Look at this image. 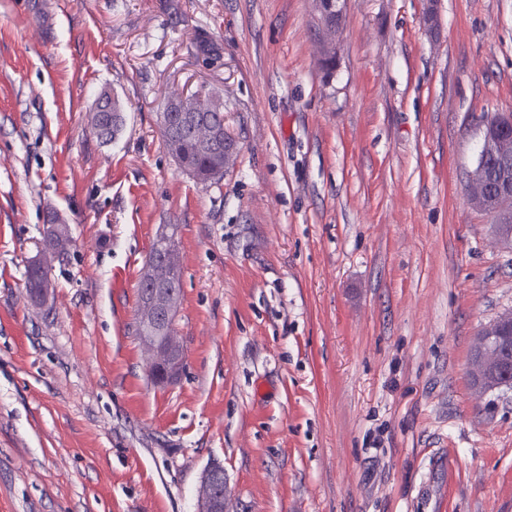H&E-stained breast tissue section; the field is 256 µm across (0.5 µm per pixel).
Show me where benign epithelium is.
<instances>
[{
  "label": "benign epithelium",
  "instance_id": "benign-epithelium-1",
  "mask_svg": "<svg viewBox=\"0 0 512 512\" xmlns=\"http://www.w3.org/2000/svg\"><path fill=\"white\" fill-rule=\"evenodd\" d=\"M512 127V114L501 113L482 123V145L480 157L469 184V193L473 203L480 209H493L496 223L497 240L504 245H512V230L506 225L512 223V190H502L494 197L490 193V177L485 157L498 158L503 164L512 162V137L501 130ZM177 225L166 224L156 238V252L153 265L146 267L142 287L145 288L142 309L138 314L139 338L147 355V375L158 385L169 384L177 380L184 368V350L174 329V320L180 305L177 289L160 281L156 277L155 267L159 266L169 276L182 274L178 251L173 244L176 240ZM57 255L38 246V254L30 261V266L38 270L41 299L48 301L54 290L52 262ZM496 330L489 327L479 338L485 357L474 368L476 372H486L497 379L499 386L512 382V375L498 368L499 348L495 342ZM199 512H224V469L212 464L204 470L200 486Z\"/></svg>",
  "mask_w": 512,
  "mask_h": 512
}]
</instances>
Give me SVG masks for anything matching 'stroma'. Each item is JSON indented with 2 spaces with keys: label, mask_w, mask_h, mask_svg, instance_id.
Wrapping results in <instances>:
<instances>
[{
  "label": "stroma",
  "mask_w": 512,
  "mask_h": 512,
  "mask_svg": "<svg viewBox=\"0 0 512 512\" xmlns=\"http://www.w3.org/2000/svg\"><path fill=\"white\" fill-rule=\"evenodd\" d=\"M425 10L345 0L327 78L314 0H0V512H198L213 463L224 512H512V389L469 376L512 248L467 191L512 113V0ZM175 89L224 94L219 184L162 144ZM164 224L186 361L157 387L132 326ZM90 112L91 127L103 142L115 140L123 130L125 115L112 112L111 92L105 91L102 98L93 103ZM103 135H106V138L102 137ZM38 251L29 265L38 270L40 295L43 302H46L55 288L52 278V262L58 259V256L47 250L41 243H39Z\"/></svg>",
  "instance_id": "1"
}]
</instances>
